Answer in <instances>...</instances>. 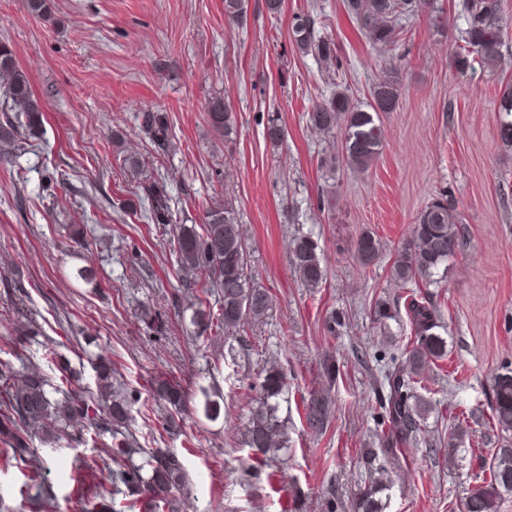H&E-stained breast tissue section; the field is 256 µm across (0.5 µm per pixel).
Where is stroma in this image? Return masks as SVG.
I'll list each match as a JSON object with an SVG mask.
<instances>
[{"mask_svg": "<svg viewBox=\"0 0 512 512\" xmlns=\"http://www.w3.org/2000/svg\"><path fill=\"white\" fill-rule=\"evenodd\" d=\"M317 28L336 43L353 98L367 103L389 53L373 46L342 0H316ZM307 0H246L247 24L224 19V0H53L52 21L31 15L24 0H0V42L9 44L45 114V132L27 141L14 164L0 159V366L16 352L41 362L46 347L82 372L93 390L92 363L109 358L139 400L132 430L149 448L165 411L154 382L176 381L193 392L209 377L224 396V415L210 422L185 413L163 447L183 461L190 493L178 512H350L366 481L361 453L379 445L381 374L399 355L408 329L397 311L387 330L372 319L375 300L404 288L390 276L396 251L427 202L447 196L462 218L435 299L444 315L448 355L421 393L442 420L467 415L469 433L456 460L420 443L391 463L388 512H463L482 484L481 463L503 443L491 416L493 380L512 371V147L501 144L497 103L512 84V0L500 66L460 70L453 63L465 21L443 0L445 35L423 15L403 20L397 60L404 74L396 111L381 115L386 139L364 172L324 166L339 140L309 127L306 114L339 85L313 56L298 52L291 19ZM229 100L238 133L225 142L207 120L212 97ZM144 109L167 113L169 154H157L136 121ZM278 117L285 131L272 147L264 130ZM124 140L113 144V131ZM140 158L130 171L125 155ZM163 179L174 220L199 224L216 198L231 200L245 236L252 283L269 291L272 307L246 333L205 340L181 322L191 291L181 282L174 244L160 225L124 209L145 178ZM72 224L95 230L87 245ZM366 232L382 253L370 266L356 243ZM318 243L325 278L306 286L290 262L294 236ZM93 268L85 283L77 271ZM24 277L16 294L37 314L41 336H16L5 288L13 270ZM150 305L166 325L157 333L137 308ZM332 355L341 375L323 432L307 427L304 400L317 389L318 363ZM283 369L288 387L279 415L288 451L275 484L246 475L253 451L245 444L263 366ZM83 443L39 452L56 494L44 512H81L70 473L104 457L83 431ZM31 462L12 460L0 444V512H28L20 494Z\"/></svg>", "mask_w": 512, "mask_h": 512, "instance_id": "1", "label": "stroma"}]
</instances>
